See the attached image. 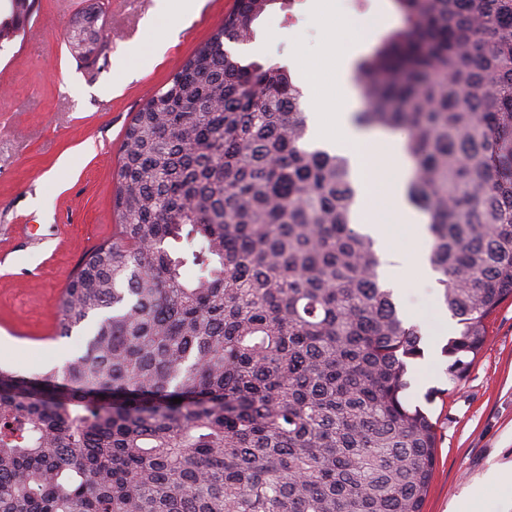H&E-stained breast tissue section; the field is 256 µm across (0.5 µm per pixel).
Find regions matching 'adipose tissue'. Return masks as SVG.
Segmentation results:
<instances>
[{
  "label": "adipose tissue",
  "mask_w": 512,
  "mask_h": 512,
  "mask_svg": "<svg viewBox=\"0 0 512 512\" xmlns=\"http://www.w3.org/2000/svg\"><path fill=\"white\" fill-rule=\"evenodd\" d=\"M354 56V47L340 40L333 43L326 57L336 73L340 96L335 99L326 94L318 75L309 71L303 84L305 104L321 139H332L338 132L355 147L352 164L360 186L355 224L376 241L382 261L381 281L389 288L403 290L406 272L414 268L427 284H434L436 274L423 247L428 238L427 218L407 199L413 166L403 150V139L397 134L360 129L354 122L360 105L351 75ZM402 237L413 240L414 249L401 250L397 241Z\"/></svg>",
  "instance_id": "1"
}]
</instances>
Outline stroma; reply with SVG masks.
Returning a JSON list of instances; mask_svg holds the SVG:
<instances>
[{"instance_id": "35a3bbf8", "label": "stroma", "mask_w": 512, "mask_h": 512, "mask_svg": "<svg viewBox=\"0 0 512 512\" xmlns=\"http://www.w3.org/2000/svg\"><path fill=\"white\" fill-rule=\"evenodd\" d=\"M107 38L90 60L67 39L87 0H35L24 31L0 45V339L12 351L0 367L32 376L76 352L52 340L58 299L90 247L111 238L113 175L126 127L221 24L234 0H202L190 19L160 17L157 0H100ZM377 19L365 33L370 53L382 31L400 25L391 0H338L314 15L311 0L290 14L270 11L257 35L259 61L296 60L321 74L341 19ZM175 28L161 58L153 47ZM408 300L421 315L424 356L414 362L406 400L437 424L436 462L423 512H448L488 471L512 463V300L487 321L488 340L466 377L451 380L442 348L447 308L435 288L406 273Z\"/></svg>"}]
</instances>
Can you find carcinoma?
I'll return each mask as SVG.
<instances>
[{"label": "carcinoma", "instance_id": "obj_1", "mask_svg": "<svg viewBox=\"0 0 512 512\" xmlns=\"http://www.w3.org/2000/svg\"><path fill=\"white\" fill-rule=\"evenodd\" d=\"M291 2L235 0L126 128L112 241L58 322L83 349L0 367V512H423L437 433L403 397L422 334L352 224L350 159L308 143L288 66L225 48ZM392 2L356 120L405 136L460 380L512 299V0Z\"/></svg>", "mask_w": 512, "mask_h": 512}]
</instances>
